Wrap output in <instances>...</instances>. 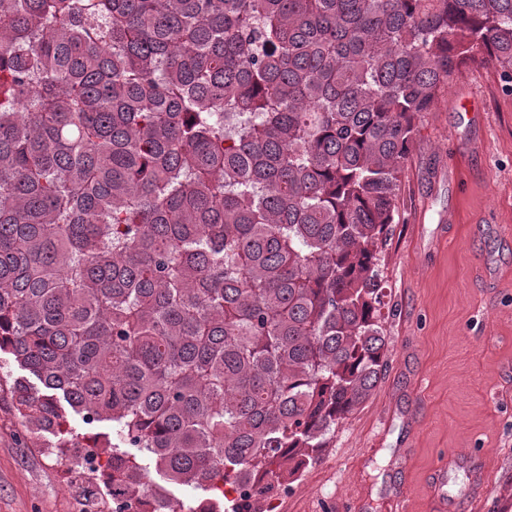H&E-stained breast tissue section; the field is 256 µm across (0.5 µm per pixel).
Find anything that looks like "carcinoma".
I'll return each mask as SVG.
<instances>
[{"label":"carcinoma","instance_id":"cac0c4a2","mask_svg":"<svg viewBox=\"0 0 512 512\" xmlns=\"http://www.w3.org/2000/svg\"><path fill=\"white\" fill-rule=\"evenodd\" d=\"M476 58L512 81V0H0L15 415L115 423L116 504L140 455L245 507L316 461L387 365L416 122Z\"/></svg>","mask_w":512,"mask_h":512}]
</instances>
